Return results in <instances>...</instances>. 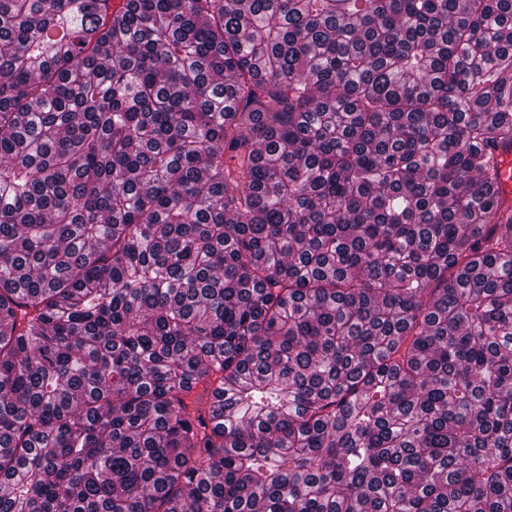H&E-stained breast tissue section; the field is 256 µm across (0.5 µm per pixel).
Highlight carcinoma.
I'll use <instances>...</instances> for the list:
<instances>
[{
  "label": "carcinoma",
  "instance_id": "obj_1",
  "mask_svg": "<svg viewBox=\"0 0 512 512\" xmlns=\"http://www.w3.org/2000/svg\"><path fill=\"white\" fill-rule=\"evenodd\" d=\"M512 0H0V512H512Z\"/></svg>",
  "mask_w": 512,
  "mask_h": 512
}]
</instances>
